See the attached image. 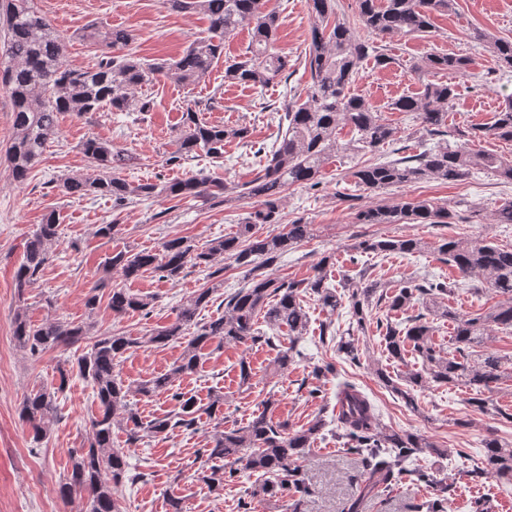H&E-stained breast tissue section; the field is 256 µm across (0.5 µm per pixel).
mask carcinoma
<instances>
[{
    "instance_id": "carcinoma-1",
    "label": "carcinoma",
    "mask_w": 512,
    "mask_h": 512,
    "mask_svg": "<svg viewBox=\"0 0 512 512\" xmlns=\"http://www.w3.org/2000/svg\"><path fill=\"white\" fill-rule=\"evenodd\" d=\"M359 20L370 34L384 39L394 36H424L431 33L434 14L448 12L454 0H357ZM176 13H197L208 21L207 35L190 41L182 54L170 61L147 63L122 52L132 41V33L93 23L83 37L101 50L102 58L93 67L73 68L64 61V39L41 14L37 0H0V33L4 35L8 64L0 69V87L7 90L12 105L13 137L6 157L12 178L25 183L47 145L58 134L59 117L71 112L78 117L109 107L114 112H145L149 101L138 90L161 75L178 85L195 84L204 79L224 55V39L245 24L253 25L247 59L224 67V81L263 89L288 78V57L274 52L280 29V16L264 9V0H163ZM313 23L305 49V67L311 86L306 98L284 106L285 129L272 144L259 146L260 169L256 177L241 185L238 197L257 198L261 208L249 213L235 233L211 240L198 247L185 237H173L162 243L156 253L117 252L105 263V273L116 272L126 280L136 279L151 270L166 279H174L187 265L208 269L206 285L183 302L174 322L150 329L139 336L103 333L94 338L73 360L57 367L59 384L41 387L26 394L20 417L34 430L39 441L47 428L57 421V394L76 374L91 384L98 401V412L90 421L89 444L71 456V470L58 491L66 497L85 493L90 498V512H122L119 488L140 478L130 474L128 453L112 444L116 427L126 431V444L140 441L141 434L154 437L179 429L188 435L198 432L199 413L219 418L209 447L198 454L207 460H221L224 467H212L202 481L220 486L246 472L256 477L249 497L260 502L287 497L288 512H303L305 499L312 493L301 461L318 439L329 431L343 447L363 457L369 485L387 487L399 477L432 489V496L416 505V512H447L451 487L437 479L435 472L417 464L424 452L443 460L448 449L441 448L415 433H397L382 426L376 404L354 382L341 376L336 365L325 362L313 368L316 377H336L338 413L327 419L318 413L298 429L285 422H275L269 415L277 399L270 395L264 409L251 415L242 426L224 427V393L216 391L205 406L186 393L173 390V383L195 372L201 351L210 343L219 346L250 347L258 343L274 344V337L260 331L258 321L270 330L288 332L289 346L273 360L275 372L284 374L297 360L305 357L299 340L307 333L309 317L304 298L309 296L329 314L342 308L343 297L351 302V317L363 330L369 321V306L385 304L390 311H403L414 301L424 311L406 323L377 321L386 351L393 360H403L406 343L422 360V371H409L396 381L383 368L376 369L382 385L400 396L411 409H417L414 391L429 382L462 384L472 392L467 404L488 410L483 394L493 390L505 377H512V357L483 353L474 361L469 356L483 347L498 329L512 330V248L499 246L484 238H443L437 252L466 280L481 278L502 301L485 314L460 316L441 300L453 295L459 286L435 277L421 282L408 280L392 295L380 289L378 282L365 280L343 294L327 284L326 269L332 256H322L313 265V275L302 280H286L258 273L282 258L291 249L313 236V225L297 219L281 231L263 235L260 226L280 221L279 202L291 186L316 189L322 184V171L333 157L345 153L378 152L400 139L401 129L384 117L383 111L368 99L349 92L363 61L369 57L379 66L388 58L376 53V46L354 35L337 17V0H309ZM476 39L488 44L499 66L512 69V38L496 37L485 31ZM467 60L458 55L433 54L418 61L417 74L441 72L464 74ZM457 96V87L439 80L422 83L419 93L400 97L388 109L404 112L430 136L447 133V107ZM348 127L349 140L342 142L338 131ZM249 137L246 127L227 128L201 120L197 113H185L177 138V150L165 162L176 165L202 152L211 158L224 155V142ZM466 140L455 146L439 144L418 154L396 160L358 167L351 177L359 186L374 192L408 186L423 180L462 181L484 171L504 184H512V160L477 147L481 142H512V97L494 114L493 120L476 124L465 134ZM89 172L73 173L55 181L61 194L79 198L87 195L109 197L117 207L137 201L164 197L172 200L216 198L228 187L207 175H195L164 183L139 182L121 176L134 157L114 147L109 140L91 138L82 144ZM454 215L430 198L402 200L393 205H373L354 213L357 224H449ZM58 219L51 212L27 239L23 261L15 273L18 298L39 278L48 262L51 247L58 241ZM427 243L415 237L369 238L358 244L363 253L377 255L417 254ZM249 267L248 285L224 297V315L206 322L197 316L224 288V261ZM108 307L115 314L138 312L146 315L153 308V298L113 287L108 293ZM446 318L454 323V351L445 352L432 342L434 327L430 318ZM197 330L190 339L185 332ZM88 329L82 324L49 319L39 325L31 322L26 308L15 312L13 336L17 346L32 353L75 346L85 340ZM185 342L179 360L165 373L135 386L124 384L114 368L129 350L153 346L165 347ZM152 397L171 393L179 410L142 421L130 403V393ZM475 484L490 478L512 483V444L495 437L484 442L481 462L465 471Z\"/></svg>"
}]
</instances>
